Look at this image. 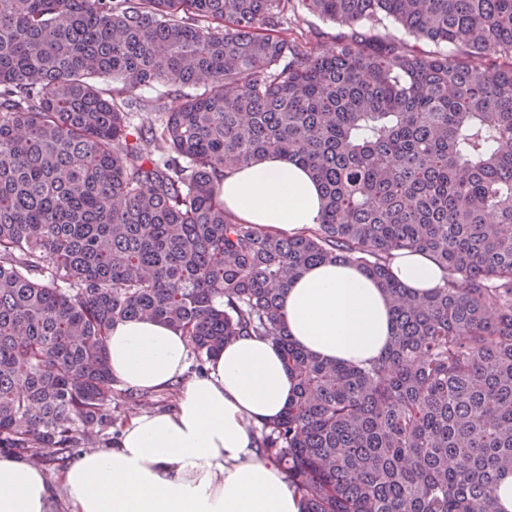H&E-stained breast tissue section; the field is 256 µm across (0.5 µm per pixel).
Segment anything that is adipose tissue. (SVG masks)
<instances>
[{"label":"adipose tissue","instance_id":"1","mask_svg":"<svg viewBox=\"0 0 512 512\" xmlns=\"http://www.w3.org/2000/svg\"><path fill=\"white\" fill-rule=\"evenodd\" d=\"M221 198L239 219L289 235L322 215L307 170L280 157L225 178ZM391 273L418 295L444 276L430 255L409 250L396 252ZM283 304L292 340L327 361L368 363L394 335L381 288L354 265L310 267ZM191 351L189 338L167 324H116L107 338L113 376L139 392L183 382L174 411L133 417L115 447L80 452L55 484L42 468L0 455V512H51L59 488L69 512H304L301 494L256 447V426L279 417L294 392L278 349L239 336L190 378Z\"/></svg>","mask_w":512,"mask_h":512}]
</instances>
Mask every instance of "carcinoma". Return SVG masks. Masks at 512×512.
I'll return each mask as SVG.
<instances>
[{
  "label": "carcinoma",
  "mask_w": 512,
  "mask_h": 512,
  "mask_svg": "<svg viewBox=\"0 0 512 512\" xmlns=\"http://www.w3.org/2000/svg\"><path fill=\"white\" fill-rule=\"evenodd\" d=\"M300 6L414 43L300 45ZM156 85L171 102L141 100ZM270 154L320 186L321 221L295 236L220 198ZM404 249L444 269L431 295L391 274ZM332 261L390 304L394 340L368 365L288 334L281 296ZM128 319L181 331L199 358L271 339L297 390L258 447L305 512H497L512 475V0H0V452L62 467L112 426L106 339Z\"/></svg>",
  "instance_id": "cac0c4a2"
}]
</instances>
